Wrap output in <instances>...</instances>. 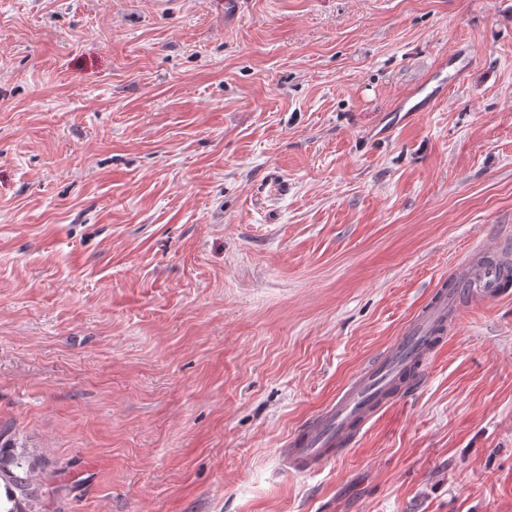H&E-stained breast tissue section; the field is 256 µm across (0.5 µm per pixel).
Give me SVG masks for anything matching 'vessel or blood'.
<instances>
[{"label":"vessel or blood","instance_id":"obj_1","mask_svg":"<svg viewBox=\"0 0 512 512\" xmlns=\"http://www.w3.org/2000/svg\"><path fill=\"white\" fill-rule=\"evenodd\" d=\"M503 265L490 249L473 250L447 283L421 309L379 359L368 364L290 440L281 463L289 471H311L344 454L353 438L389 399L406 369L422 363L456 322L461 296L490 300L501 294Z\"/></svg>","mask_w":512,"mask_h":512}]
</instances>
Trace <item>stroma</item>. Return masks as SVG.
Listing matches in <instances>:
<instances>
[{
    "mask_svg": "<svg viewBox=\"0 0 512 512\" xmlns=\"http://www.w3.org/2000/svg\"><path fill=\"white\" fill-rule=\"evenodd\" d=\"M509 230L512 0H0V433L50 512H512V291L279 468ZM497 250V246L473 250L386 353L356 373L336 400L291 438L281 458L286 471L315 470L344 454L353 438L393 395L388 393L406 369L417 363L418 369L448 329L454 327L456 303L462 295L490 300L502 293V271L506 264L491 257Z\"/></svg>",
    "mask_w": 512,
    "mask_h": 512,
    "instance_id": "1",
    "label": "stroma"
}]
</instances>
